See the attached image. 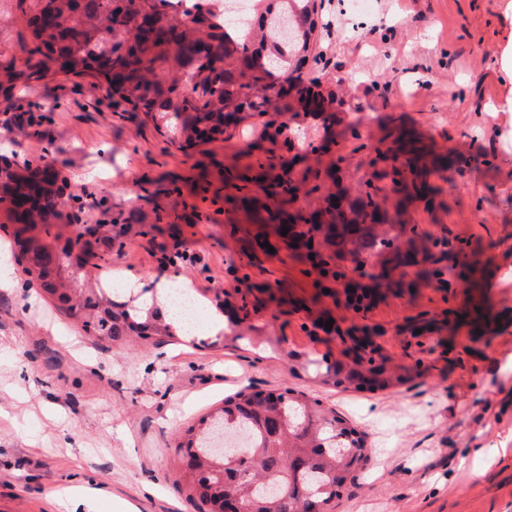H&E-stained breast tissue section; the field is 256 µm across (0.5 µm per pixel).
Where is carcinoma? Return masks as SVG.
<instances>
[{
  "label": "carcinoma",
  "mask_w": 512,
  "mask_h": 512,
  "mask_svg": "<svg viewBox=\"0 0 512 512\" xmlns=\"http://www.w3.org/2000/svg\"><path fill=\"white\" fill-rule=\"evenodd\" d=\"M25 20V68L14 61L0 64L7 80H40L49 73L92 78L116 103L154 119L171 113L181 124L186 145L222 135L243 122L247 113L267 112L272 98L270 75L249 66L252 55L265 52L276 60L283 78L299 88V102L309 112H323L334 121L335 100L303 77L312 34L317 27L311 0H249L242 22L247 38L233 37L229 22L213 11L212 0H197L192 10L172 13L169 0H16ZM67 179L44 159L13 163L0 156V209L17 225L14 237L65 216L75 196ZM345 210H311L303 224L288 225L287 244L320 233L330 252H314V266L326 274L335 258L351 254L365 265L364 250L391 251V262H406L390 239L368 238L362 247L347 249L362 225L380 219L371 194ZM23 272L39 290L69 313L87 309L85 332L122 343L136 335L174 337L171 324L158 310L115 300L102 283L77 296L62 282L60 258L36 236L22 239L15 255ZM307 374L338 387L376 391L402 385L384 362L368 359L344 366H322L309 360ZM240 432L248 456L217 451L212 440L220 433ZM182 469L189 477L191 498L203 512H224L233 499L248 512H328L357 472L370 460L365 433L319 400L302 391L248 389L224 399L215 413L188 427L180 436Z\"/></svg>",
  "instance_id": "cac0c4a2"
}]
</instances>
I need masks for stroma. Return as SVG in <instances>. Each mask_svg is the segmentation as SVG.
<instances>
[{
	"mask_svg": "<svg viewBox=\"0 0 512 512\" xmlns=\"http://www.w3.org/2000/svg\"><path fill=\"white\" fill-rule=\"evenodd\" d=\"M310 76L336 122L293 98L187 147L165 121L126 111L91 79L0 81V154L64 162L79 200L50 225L65 244L97 225L89 281L177 275L228 297L276 353L199 343L119 346L37 289L0 293V512H67L59 490L100 480L138 512H199L177 438L248 386L318 399L369 436L361 488L334 512H512V0H320ZM24 22L0 0V62L23 67ZM416 172L395 187L405 151ZM288 171L298 199L272 200ZM372 194L394 215L397 268L361 311L334 275L294 259L269 210ZM333 320L338 333L320 331ZM367 327L402 385L358 391L291 372V354L349 363Z\"/></svg>",
	"mask_w": 512,
	"mask_h": 512,
	"instance_id": "stroma-1",
	"label": "stroma"
}]
</instances>
